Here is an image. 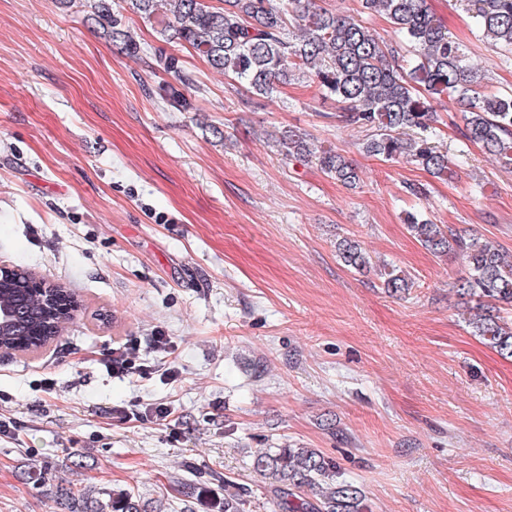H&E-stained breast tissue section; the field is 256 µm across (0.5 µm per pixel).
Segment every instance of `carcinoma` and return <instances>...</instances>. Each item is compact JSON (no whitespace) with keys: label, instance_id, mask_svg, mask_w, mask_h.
Instances as JSON below:
<instances>
[{"label":"carcinoma","instance_id":"1","mask_svg":"<svg viewBox=\"0 0 512 512\" xmlns=\"http://www.w3.org/2000/svg\"><path fill=\"white\" fill-rule=\"evenodd\" d=\"M87 19L112 45L129 56L141 51L112 0H87ZM128 9L154 23L167 43L185 44L215 71L231 77L245 91L271 96L299 74L317 84L348 126L368 132L366 153L387 160L405 159L441 177L452 173L448 153L411 131L436 121L431 100L446 96L468 100L472 111L465 136L479 143L504 168L512 167V94L478 91L476 68L463 46L431 15L427 0H361L369 14H383L408 46L402 54L375 37L368 27L315 4V0H125ZM491 44L512 51V0H466ZM156 66L184 86L190 78L174 56L155 57ZM278 152L288 160L316 162L329 177L354 186L357 167L332 149L314 152L307 135L284 128ZM410 234L438 256L459 255L465 275L456 282L473 332L497 351L512 357V324L500 311L512 307V264L495 248L444 229L421 214L406 219ZM346 265L373 268L357 244L338 246ZM383 286L396 294L411 279L383 267ZM70 311L49 301L26 278L0 275V350L17 351L58 336ZM256 470L271 479L272 512H369L364 491L339 478L336 462L315 448L258 450ZM68 512H147L133 490L96 498L70 486L61 494Z\"/></svg>","mask_w":512,"mask_h":512}]
</instances>
